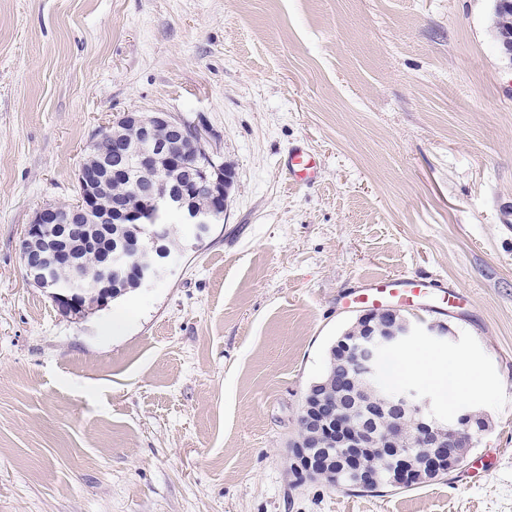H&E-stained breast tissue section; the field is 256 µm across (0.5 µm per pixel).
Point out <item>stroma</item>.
Masks as SVG:
<instances>
[{
  "label": "stroma",
  "mask_w": 512,
  "mask_h": 512,
  "mask_svg": "<svg viewBox=\"0 0 512 512\" xmlns=\"http://www.w3.org/2000/svg\"><path fill=\"white\" fill-rule=\"evenodd\" d=\"M494 0H0V512H512V59ZM205 126L235 173L205 241L84 318L30 285L34 212L68 206L124 113ZM304 145L318 182L282 160ZM452 284L406 353L479 381L488 431L447 476L353 493L288 444L342 300ZM436 282L405 275L378 276L360 281L350 296L356 303L374 307L386 304L388 299L411 306L415 299L426 295L430 289L440 288Z\"/></svg>",
  "instance_id": "stroma-1"
}]
</instances>
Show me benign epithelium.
Returning <instances> with one entry per match:
<instances>
[{"label": "benign epithelium", "instance_id": "1", "mask_svg": "<svg viewBox=\"0 0 512 512\" xmlns=\"http://www.w3.org/2000/svg\"><path fill=\"white\" fill-rule=\"evenodd\" d=\"M134 131L128 141L112 138V125L102 127L93 142L99 167L90 171L79 166L78 202L68 207L44 206L35 211L19 239V251L27 279L39 288L52 289L54 302L65 315L80 319L87 312L82 299L91 297L94 305L105 307L124 292L129 276L142 286L157 279L167 252L163 243L169 224L175 216L187 221L194 238L204 241L212 224L224 219L232 178L224 175V162L218 152L208 147L207 131L170 112H128L121 117ZM121 174L136 188L132 207L112 208V221L134 225L127 243L112 247V253L96 280L85 278L82 260L66 248L65 230L74 224L98 223L95 191L98 184ZM70 269L68 281L59 285L56 273ZM380 315L396 320L392 327L367 325L360 336H341L339 344L346 350L350 367L366 379L378 377V362L389 351L405 347L419 336L443 340L446 325L426 323L403 317L393 306L369 309L361 318L370 321ZM380 407L394 412L388 428L373 434L367 424L377 425V411L365 413L363 420H354L349 413L336 410V420L322 425L308 424L336 438L337 447L352 464L362 463L363 449L409 450L435 458L444 446L453 447L467 436L482 431L473 425L481 412L463 409L449 420L431 398L412 388L384 392Z\"/></svg>", "mask_w": 512, "mask_h": 512}]
</instances>
